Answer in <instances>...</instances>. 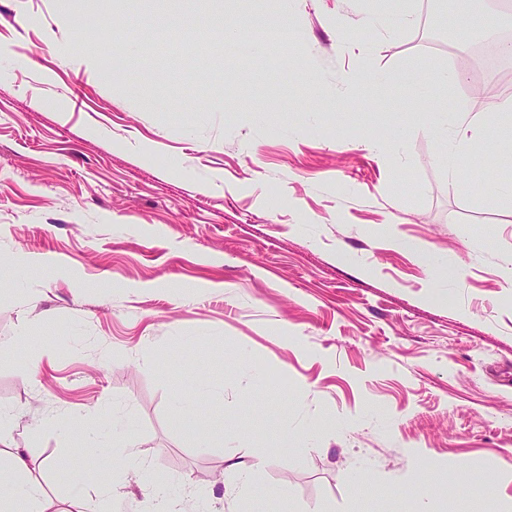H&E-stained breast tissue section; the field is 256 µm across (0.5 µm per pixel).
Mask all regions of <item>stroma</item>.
<instances>
[{
    "mask_svg": "<svg viewBox=\"0 0 512 512\" xmlns=\"http://www.w3.org/2000/svg\"><path fill=\"white\" fill-rule=\"evenodd\" d=\"M266 6L184 0L160 28L167 0H143L136 25L128 0H72L67 18L54 0H0L9 441L45 512L99 489L49 461L130 438L166 482L116 469L114 512H415L421 453L447 477L435 512H512V123L495 107L512 73L454 168L421 127L428 105L467 99L480 45L440 29V0L392 31L365 30L366 0H288L284 56L204 40L215 13ZM199 376L200 441L174 421ZM231 464L254 494L225 496Z\"/></svg>",
    "mask_w": 512,
    "mask_h": 512,
    "instance_id": "35a3bbf8",
    "label": "stroma"
}]
</instances>
